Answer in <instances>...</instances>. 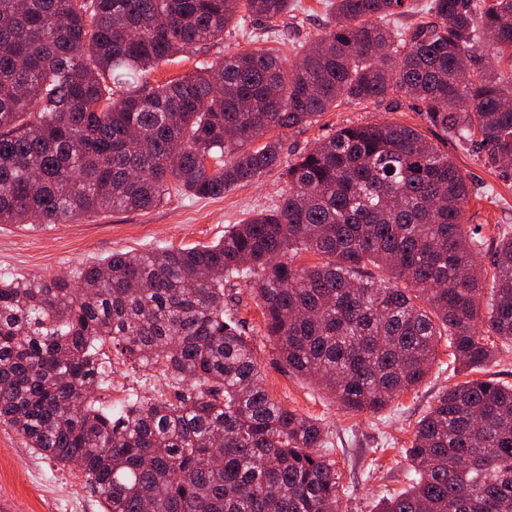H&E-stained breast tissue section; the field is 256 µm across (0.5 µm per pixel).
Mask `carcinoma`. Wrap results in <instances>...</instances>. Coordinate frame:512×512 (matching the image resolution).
Masks as SVG:
<instances>
[{
    "label": "carcinoma",
    "mask_w": 512,
    "mask_h": 512,
    "mask_svg": "<svg viewBox=\"0 0 512 512\" xmlns=\"http://www.w3.org/2000/svg\"><path fill=\"white\" fill-rule=\"evenodd\" d=\"M293 0H0V224H62L147 210L283 167L279 204L212 246L117 253L67 277L0 280V422L28 447L81 462L102 512H339L318 421L270 398L247 338L224 318V281L255 278L288 372L355 412L427 376L441 337L476 371L512 344V234L463 223L477 194L423 131L336 130L284 166L254 143L342 103L401 91L444 138L512 176V0H328L335 25L285 65L259 48L130 93L146 73L224 37L241 13L271 26ZM39 110L37 122L25 117ZM304 252L320 263L300 267ZM394 279L388 287L368 268ZM161 366L175 401L96 405L103 346ZM414 477L378 512H512V385L438 396L406 450Z\"/></svg>",
    "instance_id": "cac0c4a2"
}]
</instances>
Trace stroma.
<instances>
[{
  "label": "stroma",
  "instance_id": "1",
  "mask_svg": "<svg viewBox=\"0 0 512 512\" xmlns=\"http://www.w3.org/2000/svg\"><path fill=\"white\" fill-rule=\"evenodd\" d=\"M327 0H295L292 15L275 28L245 20L229 25L223 39L200 50L159 64L144 82L157 86L200 70L236 52L262 47L294 60L302 44L331 22ZM384 121L418 127L455 161L478 186L464 213V223L492 239L512 231V184L484 166L474 148L443 139L428 125L417 105L403 93L362 105L342 104L311 124L272 131L289 162L310 151L336 129ZM288 191L280 171L264 173L218 197L172 193L159 206L146 210L107 212L77 217L63 224H0V277L66 276L80 265L116 252H147L157 247H193L219 241L232 225L269 209ZM227 310L239 321L254 349L262 384L269 396L288 409L319 420L328 431V453L336 462L343 486L341 512H374L378 500L405 489L410 462L406 450L416 423L437 397L465 379H494L512 384V349L501 350L482 371L459 372L447 340H440L428 376L386 408L355 412L337 402L312 380L288 373L280 364L275 343L265 334L262 309L252 279L227 283ZM105 368L128 383L127 400L175 399L183 385L164 378L160 369L132 365L107 350ZM0 512H101L98 497L86 487L77 468L63 467L28 448L13 428L0 423Z\"/></svg>",
  "mask_w": 512,
  "mask_h": 512
}]
</instances>
